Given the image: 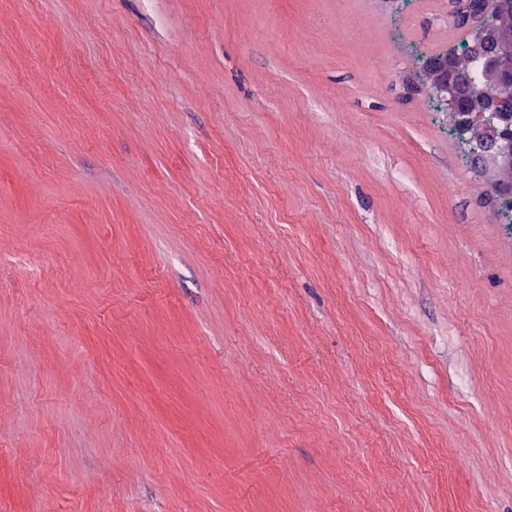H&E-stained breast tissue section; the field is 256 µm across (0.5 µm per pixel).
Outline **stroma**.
Here are the masks:
<instances>
[{
  "mask_svg": "<svg viewBox=\"0 0 512 512\" xmlns=\"http://www.w3.org/2000/svg\"><path fill=\"white\" fill-rule=\"evenodd\" d=\"M419 0H0V512H512V232Z\"/></svg>",
  "mask_w": 512,
  "mask_h": 512,
  "instance_id": "obj_1",
  "label": "stroma"
}]
</instances>
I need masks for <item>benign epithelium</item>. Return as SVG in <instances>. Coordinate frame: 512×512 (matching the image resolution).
Returning <instances> with one entry per match:
<instances>
[{"label": "benign epithelium", "instance_id": "7a95c632", "mask_svg": "<svg viewBox=\"0 0 512 512\" xmlns=\"http://www.w3.org/2000/svg\"><path fill=\"white\" fill-rule=\"evenodd\" d=\"M472 30L471 54L481 63L482 81L473 80L451 50L429 68L428 77L462 122H473L475 112L493 114L491 121L476 127L483 130L491 161L512 171V99L490 94L494 86L512 84V42L504 39L500 27L493 23L474 24Z\"/></svg>", "mask_w": 512, "mask_h": 512}]
</instances>
